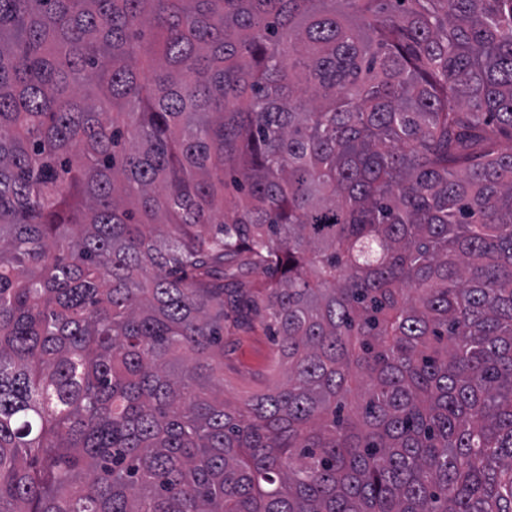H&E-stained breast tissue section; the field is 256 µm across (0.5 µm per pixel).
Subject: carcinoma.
Returning a JSON list of instances; mask_svg holds the SVG:
<instances>
[{
	"label": "carcinoma",
	"instance_id": "cac0c4a2",
	"mask_svg": "<svg viewBox=\"0 0 512 512\" xmlns=\"http://www.w3.org/2000/svg\"><path fill=\"white\" fill-rule=\"evenodd\" d=\"M505 138L512 0H0V512H512ZM273 344L262 330L242 331L232 339L224 337V399L242 401L281 380L268 371Z\"/></svg>",
	"mask_w": 512,
	"mask_h": 512
}]
</instances>
